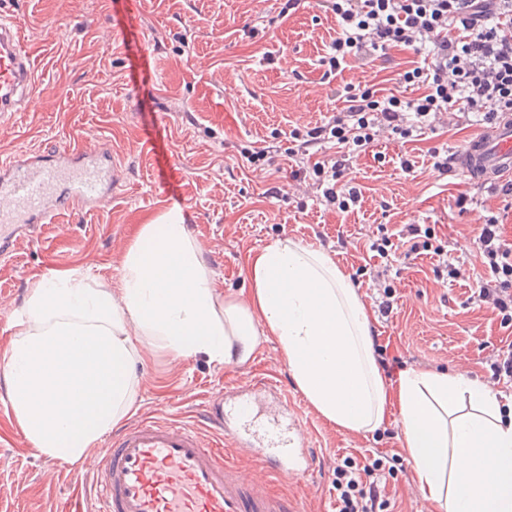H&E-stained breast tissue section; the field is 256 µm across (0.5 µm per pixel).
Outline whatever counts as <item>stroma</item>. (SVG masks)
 <instances>
[{
    "mask_svg": "<svg viewBox=\"0 0 512 512\" xmlns=\"http://www.w3.org/2000/svg\"><path fill=\"white\" fill-rule=\"evenodd\" d=\"M280 0H0V16L23 24L40 99L0 125V151L40 152L71 142L100 145L112 157V197L38 229V243L19 240L0 261V355L14 340L34 277L82 267L116 285L140 225L181 208L189 231L225 298L247 302L249 258L289 240L328 255L367 305L384 286L395 290L389 318L375 317L371 336L399 359L383 370L393 383L400 368L459 373L498 385L485 362L512 343V323L471 300L483 272L475 226L498 217L512 242V194L504 183H481L465 170L433 168L432 150L454 157L481 131L480 122L452 113L429 119L420 136L384 131L354 153L346 177L362 191L356 206H326L313 175L298 176L289 153L293 130H307L348 107L345 85L389 94L411 50L389 49L375 62H351L326 74L319 61L336 36L335 16L315 0L281 15ZM143 34L150 57L141 70L130 47L113 37L115 25ZM266 152L252 164L243 148ZM409 158L413 171L400 162ZM174 160V190L159 187L158 169ZM468 195L459 204L460 195ZM406 224H429L454 266L436 274L438 257L400 246L389 258L370 244ZM140 383L130 418L201 420L209 396L259 379L296 409L311 451L307 470L280 476L240 455L235 464L270 493L296 502L300 512H336L333 470L341 458L404 457L400 423L373 432L338 429L305 398L277 341L258 339L250 360L217 365L201 355L178 358L144 346ZM95 493L78 463L41 454L26 439L8 401L0 398V512H78ZM386 512H426L412 469L388 479Z\"/></svg>",
    "mask_w": 512,
    "mask_h": 512,
    "instance_id": "1",
    "label": "stroma"
}]
</instances>
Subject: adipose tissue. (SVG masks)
<instances>
[{
  "instance_id": "adipose-tissue-1",
  "label": "adipose tissue",
  "mask_w": 512,
  "mask_h": 512,
  "mask_svg": "<svg viewBox=\"0 0 512 512\" xmlns=\"http://www.w3.org/2000/svg\"><path fill=\"white\" fill-rule=\"evenodd\" d=\"M250 268L248 303L224 299L175 207L140 225L119 287L80 268L36 277L0 360L7 400L33 447L84 460L133 405L141 345L242 363L263 334L337 427L372 432L398 416L430 512H512V396L417 368L386 385L367 307L323 253L278 241Z\"/></svg>"
}]
</instances>
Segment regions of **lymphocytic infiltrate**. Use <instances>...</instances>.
I'll list each match as a JSON object with an SVG mask.
<instances>
[{"instance_id": "obj_1", "label": "lymphocytic infiltrate", "mask_w": 512, "mask_h": 512, "mask_svg": "<svg viewBox=\"0 0 512 512\" xmlns=\"http://www.w3.org/2000/svg\"><path fill=\"white\" fill-rule=\"evenodd\" d=\"M318 8L336 18V36L321 60L338 72L351 60L367 61L391 47L412 48L422 65L400 76L406 90L377 97L372 90L346 88V111L327 123L293 131L296 151L308 155L323 142L339 146L332 165L317 162L312 174L326 203L349 209L358 203L356 187L339 188L349 166L351 149L370 144L376 131L411 137L425 118L457 112L495 123L512 112V0H316ZM424 86L416 98L408 90ZM477 241L485 259L475 299L490 304L502 322H512V247L500 238L496 217H486ZM338 512H383L387 502L379 486L387 477L382 459H344L334 471Z\"/></svg>"}]
</instances>
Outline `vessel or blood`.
I'll list each match as a JSON object with an SVG mask.
<instances>
[{
  "label": "vessel or blood",
  "instance_id": "obj_1",
  "mask_svg": "<svg viewBox=\"0 0 512 512\" xmlns=\"http://www.w3.org/2000/svg\"><path fill=\"white\" fill-rule=\"evenodd\" d=\"M37 90L23 30L0 20V120L30 102ZM478 179L512 177V118L476 136L457 158ZM112 195V161L77 143L49 155L19 151L0 157V259L30 224L50 223L63 210L93 208ZM230 406L206 404L204 426L141 418L108 435L91 455L97 480L96 512H293L292 503L229 479L232 447L262 455L268 469L298 467L290 453L299 430L275 417L261 418L264 399L255 389L230 393Z\"/></svg>",
  "mask_w": 512,
  "mask_h": 512
}]
</instances>
